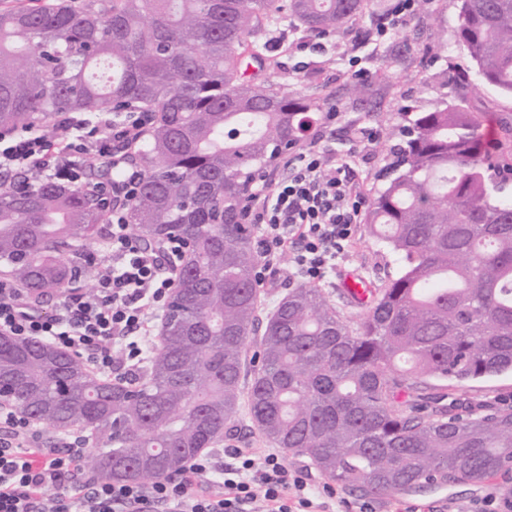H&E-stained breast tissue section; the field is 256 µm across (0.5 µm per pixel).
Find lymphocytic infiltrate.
Masks as SVG:
<instances>
[{
	"mask_svg": "<svg viewBox=\"0 0 512 512\" xmlns=\"http://www.w3.org/2000/svg\"><path fill=\"white\" fill-rule=\"evenodd\" d=\"M147 121L146 113L134 111L76 115L67 118V134L56 141L28 128L4 132L0 170L28 168L76 183L86 157L121 164V148L141 138ZM140 181L132 170L112 187L111 257L100 263L93 287L47 316L1 280L0 330L51 343L102 375L118 363L142 365L141 338L157 329L148 313L164 310L182 245L172 238L151 250L132 233L126 204ZM360 196L344 163L315 150L301 154L287 175L261 178L244 219L259 231L264 268L288 252L300 277L326 279L351 242ZM0 422L10 430L0 442V512H331L308 475L291 471L273 450L259 458L251 448L225 449L229 462L220 472L203 454L178 476L147 484L88 482L81 478L83 449L36 448L28 420L5 413Z\"/></svg>",
	"mask_w": 512,
	"mask_h": 512,
	"instance_id": "obj_1",
	"label": "lymphocytic infiltrate"
}]
</instances>
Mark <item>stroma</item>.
<instances>
[{"label": "stroma", "mask_w": 512, "mask_h": 512, "mask_svg": "<svg viewBox=\"0 0 512 512\" xmlns=\"http://www.w3.org/2000/svg\"><path fill=\"white\" fill-rule=\"evenodd\" d=\"M381 2V8L366 10L334 33L319 35L293 24L269 32L262 53L264 64L251 66L250 75L262 85L287 86L315 102L319 121L295 151L264 166V176L285 174L299 153L321 147L346 163L348 175L363 190L360 207L368 209L372 197L384 186L385 170L393 160L395 142L382 135V128L402 125L405 113L445 106L460 93L459 75L474 70L466 51L455 44L460 0H428L426 11L415 13L400 34L380 40L366 38V31L382 22L392 4V0ZM444 39L454 42L453 54L440 52L439 43ZM352 55L365 72L358 95L349 93L351 81L345 75ZM468 106L482 115L493 142L512 148V97L487 88L471 96ZM364 129L371 131V138L361 137ZM395 270L392 256L361 221L353 226L350 247L337 257L333 272L319 287L343 317L355 321L362 310L344 294L341 275L355 272L377 283ZM448 395L499 398L512 405V373L467 382L450 388ZM287 462L310 474L318 487L334 490L342 512H359L365 505L374 512H500L506 498V480L499 476L375 498L338 488L307 457L291 456Z\"/></svg>", "instance_id": "obj_1"}]
</instances>
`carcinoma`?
<instances>
[{
  "label": "carcinoma",
  "instance_id": "1",
  "mask_svg": "<svg viewBox=\"0 0 512 512\" xmlns=\"http://www.w3.org/2000/svg\"><path fill=\"white\" fill-rule=\"evenodd\" d=\"M371 0H44L0 3V130L34 124L52 140L66 114L134 106L152 115L124 162L142 175L127 204L146 244L191 246L177 312L142 372L111 381L83 359L0 336L13 409L88 434L84 467L145 482L181 471L242 414L348 492H422L512 474V407L435 393L512 371V198L492 197L483 119L463 100L399 129L394 177L374 195L369 232L397 273L351 324L321 289H291L261 317L254 229L241 201L255 172L318 122L317 105L246 75L273 21L336 31ZM457 42L478 81L512 97V0H461ZM89 164L78 186L22 171L0 186V261L35 302L96 266L69 253L104 236ZM257 351L246 358L254 336Z\"/></svg>",
  "mask_w": 512,
  "mask_h": 512
}]
</instances>
